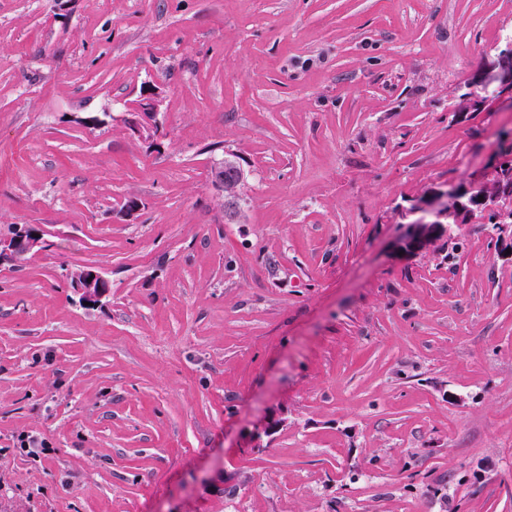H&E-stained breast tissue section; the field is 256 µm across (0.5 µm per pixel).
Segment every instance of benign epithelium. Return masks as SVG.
Wrapping results in <instances>:
<instances>
[{"instance_id":"benign-epithelium-1","label":"benign epithelium","mask_w":512,"mask_h":512,"mask_svg":"<svg viewBox=\"0 0 512 512\" xmlns=\"http://www.w3.org/2000/svg\"><path fill=\"white\" fill-rule=\"evenodd\" d=\"M480 81L495 85L496 101L512 104V42L508 41L498 51L495 60L480 77ZM161 100L153 92L140 95L133 125L143 134H151L158 128ZM226 167L217 169L216 179L224 191L225 209L233 214L238 208V192L245 181L240 168L233 169L234 178L224 177ZM408 214L413 219L407 222L402 249L407 255H416L428 250L445 233L468 223L479 214L485 222L497 228L512 227V132L502 136L497 159L487 169L474 171L467 180L450 183L432 190L411 205ZM38 230L23 224L6 238L0 237V262L21 258L41 248L42 239ZM72 286L81 294L82 300L96 303L106 294L108 280L98 271L89 268L71 276Z\"/></svg>"}]
</instances>
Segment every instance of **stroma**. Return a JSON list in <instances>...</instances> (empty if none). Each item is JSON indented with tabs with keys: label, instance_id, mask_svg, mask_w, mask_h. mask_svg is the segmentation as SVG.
<instances>
[{
	"label": "stroma",
	"instance_id": "stroma-1",
	"mask_svg": "<svg viewBox=\"0 0 512 512\" xmlns=\"http://www.w3.org/2000/svg\"><path fill=\"white\" fill-rule=\"evenodd\" d=\"M511 39L512 0H0V237L43 240L0 264V512H512V228L396 248L512 129ZM480 82L491 84L483 85L481 98L483 101H506L512 104V42L507 41L498 51L495 60L490 64L480 77ZM495 85L493 88L490 85ZM161 100L153 92H145L140 95L135 117L131 120L133 125L142 134L151 135L158 128L157 117L159 115ZM224 170H227L224 165L219 167L215 172V177L224 191L225 209L230 214H235L238 208L239 188L245 181V175L243 170H241L240 167H237L233 169V173L235 175L234 178L227 179L224 177ZM218 173L219 175H217ZM71 281L73 288L81 294L83 302L97 303L110 288L108 280L92 268L72 274Z\"/></svg>",
	"mask_w": 512,
	"mask_h": 512
}]
</instances>
